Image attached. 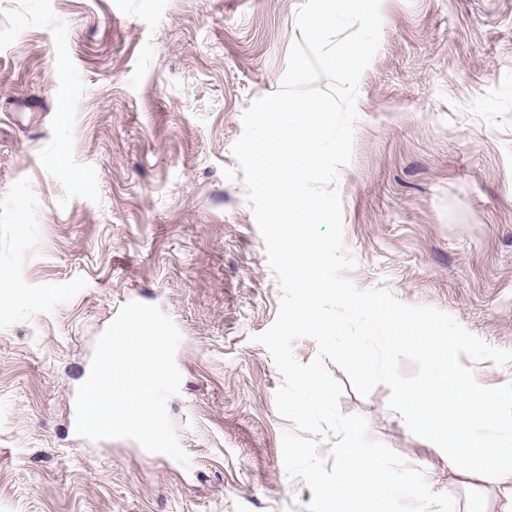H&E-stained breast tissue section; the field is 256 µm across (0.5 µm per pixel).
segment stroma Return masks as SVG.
I'll use <instances>...</instances> for the list:
<instances>
[{
  "mask_svg": "<svg viewBox=\"0 0 512 512\" xmlns=\"http://www.w3.org/2000/svg\"><path fill=\"white\" fill-rule=\"evenodd\" d=\"M300 0H0V512H304L251 335L280 291L231 148L278 90ZM340 172L361 289L451 314L512 349V0H382ZM182 342L168 402L183 467L129 439L76 435L71 397L128 302ZM340 408L453 496L447 456L345 372ZM300 505H293V498Z\"/></svg>",
  "mask_w": 512,
  "mask_h": 512,
  "instance_id": "obj_1",
  "label": "stroma"
}]
</instances>
